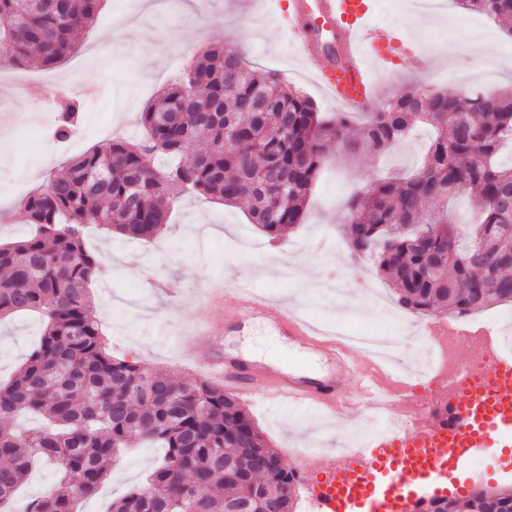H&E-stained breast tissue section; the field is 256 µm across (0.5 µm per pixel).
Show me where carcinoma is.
Returning a JSON list of instances; mask_svg holds the SVG:
<instances>
[{"label": "carcinoma", "instance_id": "obj_1", "mask_svg": "<svg viewBox=\"0 0 512 512\" xmlns=\"http://www.w3.org/2000/svg\"><path fill=\"white\" fill-rule=\"evenodd\" d=\"M462 8L507 23L512 0H459ZM103 0H0V53L14 66L34 54L52 66L75 50ZM261 99L266 111H252ZM81 105L63 109L53 136L70 139ZM352 112L325 115L272 72L249 68L232 48L199 52L141 112L143 135L109 140L72 158L22 201L33 231L0 244V320L42 316L43 333L17 374L0 383V418L34 414L43 423L0 428V512L36 461L52 464L53 493L27 512H78L76 503L111 476L110 463L134 443L164 448L145 482L109 512H295L299 476L269 447L249 410L224 386L171 376L107 351L90 293L97 259L85 226L154 238L183 194L246 211L277 239L302 223L326 162V143L349 156L380 154L415 126L434 130L421 166L398 178L364 180L343 204L349 248L370 258L397 305L430 316H467L512 305V165L497 162L512 143V89L462 95L402 91L350 138ZM472 196L476 219L461 230L448 202ZM430 233V249L414 246ZM413 512H512V485L478 487L466 499H421Z\"/></svg>", "mask_w": 512, "mask_h": 512}]
</instances>
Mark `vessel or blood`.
Listing matches in <instances>:
<instances>
[{
  "label": "vessel or blood",
  "mask_w": 512,
  "mask_h": 512,
  "mask_svg": "<svg viewBox=\"0 0 512 512\" xmlns=\"http://www.w3.org/2000/svg\"><path fill=\"white\" fill-rule=\"evenodd\" d=\"M296 25L289 36L295 54L318 76L329 94L349 109L373 103L369 53L386 55L401 46L399 30L382 32L369 20V0H293ZM244 314H260L293 335L319 344L336 368L324 380L299 379L283 372L257 384L253 373L206 363L207 373L226 390L288 401L307 410L336 413L360 403L375 405L385 375L369 371L359 401H351L343 378L356 366L357 350L302 317L285 311L265 292L236 289ZM424 426L400 432L376 430L350 466L329 464L313 482L319 512H412L421 493H446L461 464L479 448L512 447V362L497 361L463 371L452 391L438 393L421 408Z\"/></svg>",
  "instance_id": "obj_1"
}]
</instances>
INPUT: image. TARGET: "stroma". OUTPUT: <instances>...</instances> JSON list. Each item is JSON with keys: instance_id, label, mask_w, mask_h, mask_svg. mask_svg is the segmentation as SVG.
<instances>
[{"instance_id": "35a3bbf8", "label": "stroma", "mask_w": 512, "mask_h": 512, "mask_svg": "<svg viewBox=\"0 0 512 512\" xmlns=\"http://www.w3.org/2000/svg\"><path fill=\"white\" fill-rule=\"evenodd\" d=\"M145 2L106 0L93 24L78 31L75 53L58 65L46 67L35 59L22 67L0 65V201L8 203L7 212H0V243L28 232L20 203L44 185L49 172H62L66 161L106 140L139 135V113L192 53L204 47L233 48L253 69L276 73L304 91L319 111L337 112L335 99L291 48L288 10L274 11L267 0H196L192 14L186 15L175 4L150 10ZM412 2L371 0L372 23L383 31L403 28L404 53L425 55L419 69L403 68L396 55L371 58L377 104L412 86L449 94L512 87V67L499 68L494 78H487L484 54L468 55L459 48L470 30L479 38H493L512 57V38L502 25L457 7L453 0H448L439 21L416 23L409 13ZM130 20L138 23L160 57L159 69H151L148 56L134 44L95 52L101 33ZM48 83L83 103L76 134L61 145L48 133L56 116L54 97L44 90ZM428 138L427 129H418L380 158L363 155L351 160L330 153L303 224L276 240L249 224L240 209L203 196L175 203L163 234L150 242L125 241L89 226L86 247L100 261L90 285L94 314L112 356L181 378H201L198 363L184 357L182 343L199 314L220 322L234 312L232 295L211 288L222 280L266 291L288 311L335 330L337 337H393L395 356L409 364L420 345V331L431 319L406 313L397 321L374 311L369 289L389 300L394 293L371 261L352 254L346 245L342 203L366 175L414 169ZM40 328L34 314L0 322L1 379L24 362ZM246 345L258 353L254 366L259 370L288 355L306 368L325 373L332 369L322 353L256 316L218 330L202 356L237 359ZM245 406L286 466H293L295 454L308 457L309 466L299 472L302 499L315 478V465L339 456L347 440L371 419L367 410L327 418L285 405L271 408L257 400ZM160 454L157 448L132 446L119 461L117 478L83 500V512H104L110 500L143 480ZM480 454L485 459L481 469H461V496L480 486L512 485V447L484 448Z\"/></svg>"}]
</instances>
